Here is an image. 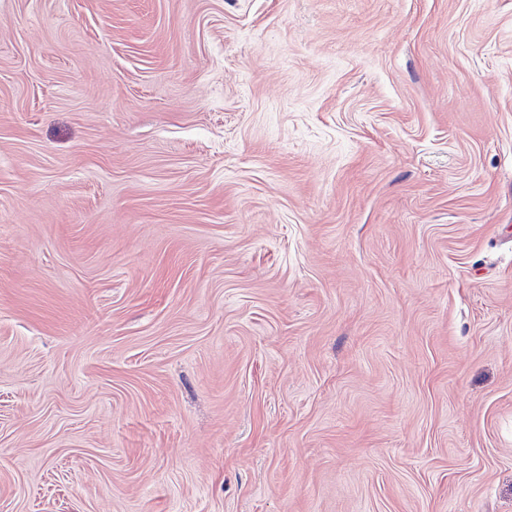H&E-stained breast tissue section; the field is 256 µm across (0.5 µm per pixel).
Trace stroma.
I'll return each instance as SVG.
<instances>
[{
	"mask_svg": "<svg viewBox=\"0 0 512 512\" xmlns=\"http://www.w3.org/2000/svg\"><path fill=\"white\" fill-rule=\"evenodd\" d=\"M0 512H512V0H0Z\"/></svg>",
	"mask_w": 512,
	"mask_h": 512,
	"instance_id": "1",
	"label": "stroma"
}]
</instances>
